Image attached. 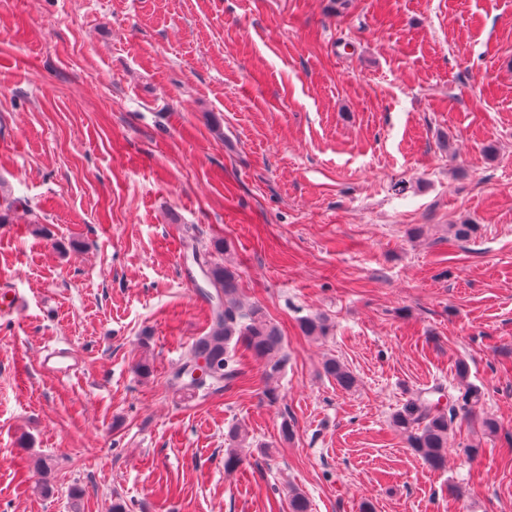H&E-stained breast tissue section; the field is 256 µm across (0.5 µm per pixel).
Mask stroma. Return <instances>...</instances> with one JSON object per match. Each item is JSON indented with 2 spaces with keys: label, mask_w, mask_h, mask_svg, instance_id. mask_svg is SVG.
<instances>
[{
  "label": "stroma",
  "mask_w": 512,
  "mask_h": 512,
  "mask_svg": "<svg viewBox=\"0 0 512 512\" xmlns=\"http://www.w3.org/2000/svg\"><path fill=\"white\" fill-rule=\"evenodd\" d=\"M0 208V512H512V0H0ZM218 238L278 403L249 356L169 384ZM461 359L500 428L456 420L435 470L390 416ZM45 369L53 377H64L76 371V361L68 349H53L45 356ZM324 373L336 380V383L344 389H352L356 386L355 375L335 358H328L323 363ZM249 433L245 428L235 426L232 427L227 434L229 448L224 452V469L225 471H234L243 464V459L238 452L246 444Z\"/></svg>",
  "instance_id": "35a3bbf8"
}]
</instances>
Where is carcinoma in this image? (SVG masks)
<instances>
[{
  "mask_svg": "<svg viewBox=\"0 0 512 512\" xmlns=\"http://www.w3.org/2000/svg\"><path fill=\"white\" fill-rule=\"evenodd\" d=\"M224 240L216 239L212 248L192 247V260L201 270L210 290L203 296L210 305V326L207 335L192 346L187 359L173 372L171 383L194 396L224 387V382L234 375V352L244 347L253 357L264 362L263 397L274 404L281 398L278 377L282 373L288 353L284 337L256 304H244L239 296L238 273L228 264L212 260V252H222ZM300 329L307 337L319 338L327 334L328 325L320 316L305 317ZM324 373L336 380L344 389L356 386L355 375L341 362L328 358L323 363ZM459 395L439 407L440 400L423 394L402 404L390 416L392 428L401 434L415 454L429 466L441 469L448 454V435L458 416L476 412L483 401L477 385L468 382L469 365L456 363ZM249 433L235 426L228 431L229 448L224 452V470L234 471L243 464L238 448L246 444ZM309 499L297 490L288 496V512H310Z\"/></svg>",
  "mask_w": 512,
  "mask_h": 512,
  "instance_id": "carcinoma-1",
  "label": "carcinoma"
}]
</instances>
